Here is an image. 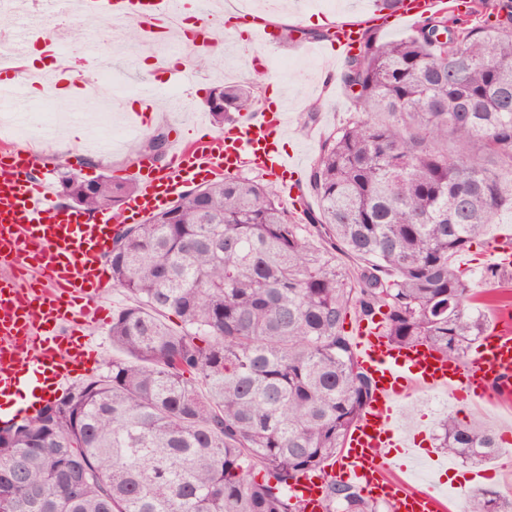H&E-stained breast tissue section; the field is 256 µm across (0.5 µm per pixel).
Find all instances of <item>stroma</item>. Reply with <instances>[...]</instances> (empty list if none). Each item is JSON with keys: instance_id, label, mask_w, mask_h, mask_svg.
<instances>
[{"instance_id": "35a3bbf8", "label": "stroma", "mask_w": 512, "mask_h": 512, "mask_svg": "<svg viewBox=\"0 0 512 512\" xmlns=\"http://www.w3.org/2000/svg\"><path fill=\"white\" fill-rule=\"evenodd\" d=\"M256 16L270 32L268 41H253L239 33L235 26L224 24L215 30V39L222 47L213 68H194L188 55L191 44L185 43L173 50L158 45L154 54L161 66L146 69L140 62V53L132 44L112 34L100 22L71 12L59 20H49L46 29L60 44L67 45L81 56L87 69L99 71L111 65L121 78L116 85L120 98L98 97L96 107L83 111L76 120L75 136L62 135L59 127L37 139L36 167L47 176L57 174L59 166L79 169L85 178L102 174L131 181L137 169L132 159L136 137H127L112 149L94 150L87 146V130H94L101 138H108L113 127L124 124V100L137 97L143 87L158 92L159 106L155 116L146 119L144 131L157 128L166 131L182 130L192 137L201 132L221 134L222 129L212 122L206 99L212 87L222 81L249 80L256 59L267 62V77L263 89L279 87L288 102V131L281 141L283 150L300 153L304 166H311L322 141L334 130L346 125L353 115L352 102L338 83L337 77L344 62L331 55L310 51V44L327 42L337 24L355 22L363 17L360 0H254ZM176 56V63H167V56ZM491 262L484 256L472 264L470 277L473 288L485 297V312L490 322L502 317L503 305H512V282L485 277L484 270ZM133 298L119 287L104 294L100 305L103 318L91 326V336L98 350L99 361L94 373L106 371L117 351L112 345L109 329L113 311L131 305ZM459 418L478 417L487 427L500 435V454L488 462L494 476L489 484L503 493H512V401L491 400L478 405L461 406L455 399L446 405L433 403L431 393L419 391L403 404L399 427L424 432L426 447H433L432 435L439 421L448 414ZM411 484L419 490H434L441 503L440 512H461L465 494L475 491L471 478L474 465L449 457L448 465L436 467L428 455L408 460Z\"/></svg>"}]
</instances>
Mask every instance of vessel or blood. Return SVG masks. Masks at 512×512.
Returning <instances> with one entry per match:
<instances>
[{"label":"vessel or blood","instance_id":"vessel-or-blood-1","mask_svg":"<svg viewBox=\"0 0 512 512\" xmlns=\"http://www.w3.org/2000/svg\"><path fill=\"white\" fill-rule=\"evenodd\" d=\"M84 6L111 23L141 16L142 37L151 42L161 19L182 12L184 0H84ZM446 7V0H403L395 18L410 22ZM361 38L360 24H338L337 53L353 54ZM287 126L288 114L280 109L243 112L223 135L179 143L165 167L140 165L137 190L125 203L127 220L136 223L164 209L183 187L246 166L297 172L298 155L274 145ZM35 161L26 151L0 155V402L26 393L16 409L20 415L34 414L89 371L94 344L83 328L98 321V301L111 286L104 259L116 230L109 212L89 221L82 211L57 203L49 183L33 179ZM353 332L355 356L373 392L331 473L384 501L390 512H438L432 492L391 476L401 458L420 453L416 435L398 428L401 405L417 389L445 391L466 403L490 389L512 394V328L482 337L475 357L466 359L424 345H397L366 320ZM294 491L307 512H322L320 481L302 479Z\"/></svg>","mask_w":512,"mask_h":512}]
</instances>
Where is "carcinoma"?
Wrapping results in <instances>:
<instances>
[{
  "mask_svg": "<svg viewBox=\"0 0 512 512\" xmlns=\"http://www.w3.org/2000/svg\"><path fill=\"white\" fill-rule=\"evenodd\" d=\"M511 3L493 24L444 13L405 39L365 34L341 75L353 116L310 167L305 223L272 186L224 176L120 229L112 285L138 298L112 313L125 357L5 428L0 512H306L291 487L310 476L323 512H379L328 471L371 395L346 319L379 316L397 344L453 358L485 335L452 258L512 223ZM259 87H214V123L256 111ZM167 143L149 131L137 153ZM59 187L88 213L131 191L74 169ZM437 440L477 465L499 449L455 414ZM463 512H512V498L481 489Z\"/></svg>",
  "mask_w": 512,
  "mask_h": 512,
  "instance_id": "obj_1",
  "label": "carcinoma"
}]
</instances>
